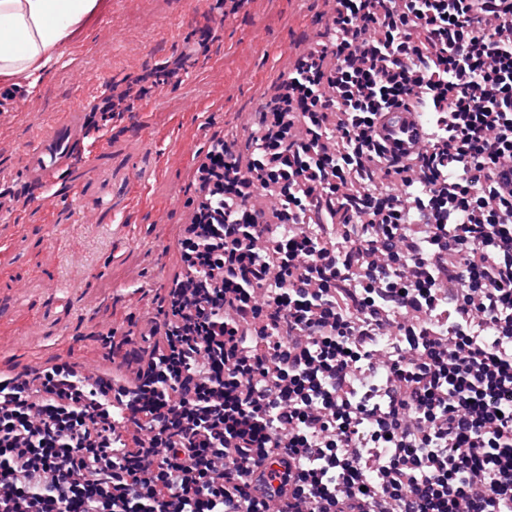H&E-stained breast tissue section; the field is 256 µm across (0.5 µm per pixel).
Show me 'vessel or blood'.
<instances>
[{
	"instance_id": "1",
	"label": "vessel or blood",
	"mask_w": 512,
	"mask_h": 512,
	"mask_svg": "<svg viewBox=\"0 0 512 512\" xmlns=\"http://www.w3.org/2000/svg\"><path fill=\"white\" fill-rule=\"evenodd\" d=\"M86 131V121L80 110L74 109L59 114L50 126L49 132L39 138L29 150L23 168L27 183L48 188L55 175L80 167L92 169L96 163V153L85 152L82 141ZM386 156L412 154L422 145V131L414 114L403 107L390 108L378 130ZM285 467L275 462L257 470L254 484L258 492L278 488Z\"/></svg>"
}]
</instances>
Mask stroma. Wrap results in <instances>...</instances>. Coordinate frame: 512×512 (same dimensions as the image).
<instances>
[{
    "mask_svg": "<svg viewBox=\"0 0 512 512\" xmlns=\"http://www.w3.org/2000/svg\"><path fill=\"white\" fill-rule=\"evenodd\" d=\"M108 8L45 72L17 111L0 114V336L41 337L45 367L98 364L129 374L148 318L184 271L178 238L198 202L195 170L213 141L244 148L254 117L308 43L328 0H107ZM174 77H165L168 67ZM161 75L147 96L98 112L85 147L91 171L46 192L25 183V154L56 113L92 105L107 88ZM143 139L133 153L135 139Z\"/></svg>",
    "mask_w": 512,
    "mask_h": 512,
    "instance_id": "stroma-1",
    "label": "stroma"
}]
</instances>
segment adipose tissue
I'll list each match as a JSON object with an SVG mask.
<instances>
[{"instance_id":"ef3b65f1","label":"adipose tissue","mask_w":512,"mask_h":512,"mask_svg":"<svg viewBox=\"0 0 512 512\" xmlns=\"http://www.w3.org/2000/svg\"><path fill=\"white\" fill-rule=\"evenodd\" d=\"M102 7L103 0H0V88H36Z\"/></svg>"}]
</instances>
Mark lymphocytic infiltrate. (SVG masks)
Returning a JSON list of instances; mask_svg holds the SVG:
<instances>
[{"mask_svg": "<svg viewBox=\"0 0 512 512\" xmlns=\"http://www.w3.org/2000/svg\"><path fill=\"white\" fill-rule=\"evenodd\" d=\"M326 31L202 161L133 381L0 380V512H512V0H332ZM394 106L424 146L390 159ZM284 470L285 466L279 460L267 465L264 469L257 470L253 474L257 492L266 493L270 490V487L277 489L280 485V475H282Z\"/></svg>", "mask_w": 512, "mask_h": 512, "instance_id": "lymphocytic-infiltrate-1", "label": "lymphocytic infiltrate"}]
</instances>
